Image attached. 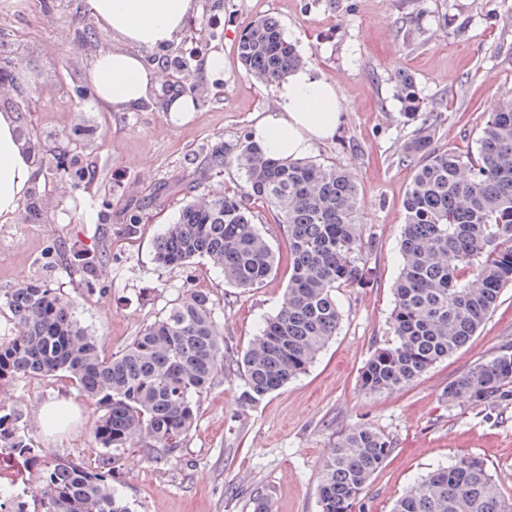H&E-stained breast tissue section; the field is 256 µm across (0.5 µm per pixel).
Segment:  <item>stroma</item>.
Returning a JSON list of instances; mask_svg holds the SVG:
<instances>
[{
	"mask_svg": "<svg viewBox=\"0 0 512 512\" xmlns=\"http://www.w3.org/2000/svg\"><path fill=\"white\" fill-rule=\"evenodd\" d=\"M198 0L196 27L186 49L191 74L207 53L224 54L221 91L208 95L192 118L174 127L161 104L113 112L93 96L77 99L83 71L113 41L95 34L83 0H0V38L15 48L28 79L31 104L0 95V113L20 129L65 142L76 128L92 147L80 186L47 174L45 217L24 212L0 220V295L30 281L74 302L80 325L96 336L103 355L120 352L164 315L185 289L213 300L224 341L243 351L286 297L290 275L286 225L260 209V229L279 254L275 276L249 292L224 284L206 261L161 267L155 243L181 208L242 186L233 167H215L210 153L236 147L255 116L273 103L272 86L248 76L238 58L240 35L252 20L270 16L317 73L334 83L343 106L335 140L309 157L350 172L358 195L363 285L337 292L341 321L317 360L285 387L241 410L238 375L222 370L199 401L195 423L173 456L126 448L107 456L94 438L101 415L60 376H34L0 386V406L18 410L21 431L41 458H62L100 469L114 467L113 487L132 512H253L257 495L271 512H321L322 464L344 432L371 426L394 443L362 494L361 512H391L396 498L429 470L454 456L484 459L502 492L512 495V397L481 405L447 401L448 382L512 342V288L470 341L399 390L370 393L360 373L391 338L393 285L400 272L403 199L414 162L402 148L415 126L406 122L393 78L410 73L424 111L433 113L432 145L466 152L500 98L512 94V0ZM137 222L136 233L127 226ZM97 256L94 276L83 260ZM76 406L69 434L44 425L41 408L59 396Z\"/></svg>",
	"mask_w": 512,
	"mask_h": 512,
	"instance_id": "35a3bbf8",
	"label": "stroma"
}]
</instances>
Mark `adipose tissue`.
Instances as JSON below:
<instances>
[{
	"instance_id": "obj_1",
	"label": "adipose tissue",
	"mask_w": 512,
	"mask_h": 512,
	"mask_svg": "<svg viewBox=\"0 0 512 512\" xmlns=\"http://www.w3.org/2000/svg\"><path fill=\"white\" fill-rule=\"evenodd\" d=\"M196 0H85V7L115 47L99 51L85 71L93 97L115 112L137 109L164 81L161 66L146 65L143 50L176 43ZM342 120L336 87L313 68H298L276 82L274 105L259 113L250 139L268 156L299 159L332 139ZM35 168L11 113H0V218L14 217L34 184Z\"/></svg>"
}]
</instances>
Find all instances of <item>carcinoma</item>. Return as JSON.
I'll return each mask as SVG.
<instances>
[{
    "instance_id": "carcinoma-1",
    "label": "carcinoma",
    "mask_w": 512,
    "mask_h": 512,
    "mask_svg": "<svg viewBox=\"0 0 512 512\" xmlns=\"http://www.w3.org/2000/svg\"><path fill=\"white\" fill-rule=\"evenodd\" d=\"M238 56L246 72L273 83L304 64L280 23L265 17L244 29ZM404 118L416 124L403 158L420 159L403 202V266L390 317L394 339L364 365L360 381L373 393L404 388L476 334L512 285V97L481 129L476 151L432 147L414 79L394 76ZM211 162L244 172L243 193L190 201L158 237L155 260L165 268L206 258L232 288L261 287L277 270V253L246 206L254 200L288 231L291 276L286 301L242 354L224 345L210 293L183 292L121 353L105 357L73 315V301L41 282L4 295L22 334L0 339V385L16 378L63 374L103 415L101 447L183 446L197 401L221 368L241 376L240 408L248 409L310 366L336 334V289L360 284L364 267L352 177L311 160L268 157L249 139L236 152L216 149ZM444 398L474 403L512 396V343L448 383ZM20 413L0 408V448L25 454ZM393 450L376 429L359 425L329 449L321 471V512H356L370 478ZM37 512H130L112 489L108 470L63 459L34 486ZM392 512H512L484 460L458 456L422 475Z\"/></svg>"
}]
</instances>
